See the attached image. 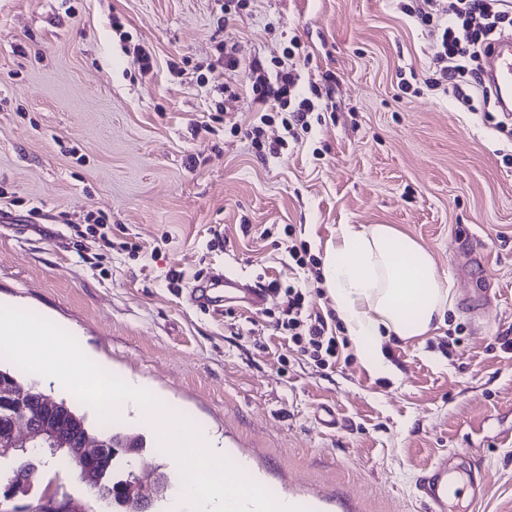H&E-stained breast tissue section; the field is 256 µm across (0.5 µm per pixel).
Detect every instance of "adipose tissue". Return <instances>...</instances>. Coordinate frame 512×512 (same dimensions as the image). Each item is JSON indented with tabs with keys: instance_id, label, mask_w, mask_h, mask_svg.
<instances>
[{
	"instance_id": "adipose-tissue-1",
	"label": "adipose tissue",
	"mask_w": 512,
	"mask_h": 512,
	"mask_svg": "<svg viewBox=\"0 0 512 512\" xmlns=\"http://www.w3.org/2000/svg\"><path fill=\"white\" fill-rule=\"evenodd\" d=\"M322 274L363 366L375 374L392 371L385 339L427 335L451 302L452 285L431 253L388 224L339 225Z\"/></svg>"
}]
</instances>
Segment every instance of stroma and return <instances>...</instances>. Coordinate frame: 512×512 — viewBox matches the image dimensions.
Wrapping results in <instances>:
<instances>
[{
    "instance_id": "1",
    "label": "stroma",
    "mask_w": 512,
    "mask_h": 512,
    "mask_svg": "<svg viewBox=\"0 0 512 512\" xmlns=\"http://www.w3.org/2000/svg\"><path fill=\"white\" fill-rule=\"evenodd\" d=\"M427 8L0 0V304L73 332L205 424L272 493L319 512H425L419 475L444 459L458 487L448 512H512V348L500 345L512 335V136L480 89L466 107L432 86ZM224 45L239 63L229 73L214 67ZM288 55L324 113L261 156L244 136L260 117L249 65ZM100 216L104 235L88 234ZM341 224L394 226L454 283L437 329L386 342L395 376L363 367L333 299L288 259L294 243L323 259ZM217 271L279 289L260 310L207 312L187 292ZM291 287L339 343L330 369L273 325ZM47 489L102 510L74 473L42 467L0 512H36Z\"/></svg>"
}]
</instances>
